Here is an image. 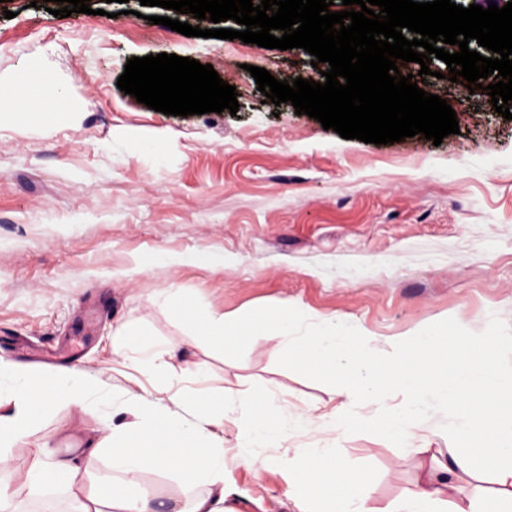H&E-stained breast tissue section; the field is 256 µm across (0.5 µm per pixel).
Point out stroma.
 Returning <instances> with one entry per match:
<instances>
[{"label": "stroma", "instance_id": "stroma-1", "mask_svg": "<svg viewBox=\"0 0 512 512\" xmlns=\"http://www.w3.org/2000/svg\"><path fill=\"white\" fill-rule=\"evenodd\" d=\"M0 0V78L38 76L68 97L53 126L0 115V358L35 367L33 352L76 344L72 368L88 380L84 408L55 405L13 445L0 474L21 512L66 507L73 490L31 492L27 471L43 448L84 445L107 422H126L145 396L176 418L187 400L231 389L287 399L284 447H242L235 412L213 427L224 441V512H300L285 459L328 448L364 473L380 512L425 473L411 448L369 428L339 434L322 424L341 405L320 374L288 361L279 340L222 349L170 311L183 296L246 319L282 304L298 308V333L324 321L376 336L382 349L408 331L464 314L467 336H512V120L485 106V91L446 79L433 60L426 92L446 99L459 133L387 145L346 140L291 103L265 102L249 66L279 80L318 79L301 48L187 37L152 24L176 11L139 0H89L66 18ZM189 57L238 93L239 110L166 115L121 92L128 59ZM220 253V270L198 263ZM156 254L160 263L141 266ZM137 322L164 349L183 343L167 376L136 371L112 353V331ZM308 419L299 428V419ZM455 417L426 402L415 433L447 461ZM279 458L258 471L256 455Z\"/></svg>", "mask_w": 512, "mask_h": 512}]
</instances>
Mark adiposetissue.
Wrapping results in <instances>:
<instances>
[{"instance_id": "adipose-tissue-1", "label": "adipose tissue", "mask_w": 512, "mask_h": 512, "mask_svg": "<svg viewBox=\"0 0 512 512\" xmlns=\"http://www.w3.org/2000/svg\"><path fill=\"white\" fill-rule=\"evenodd\" d=\"M176 317L189 321L212 341L234 339L239 326L235 316L202 311L188 300L173 308ZM297 311L290 305L265 312L254 338L282 339L288 359L299 370L317 371L333 382L342 397L339 410L327 425L336 431L373 426L387 437L410 442L423 395H431L453 409L457 416L455 446L447 465L428 470L416 489L402 500L386 504L382 512H512V371L494 362V352L512 348V338L492 336L467 341L458 329L463 315L445 323L401 337L391 351L380 349L375 337L324 322L307 336L289 337ZM115 355L138 350L140 371L158 374L167 363L163 353L144 343L131 323L119 325L112 336ZM13 382L14 405L0 414V471L8 470V448L21 441L42 414L44 387L51 399L83 407L88 383L79 370L69 368L44 377L29 367L0 360V378ZM402 397L390 405L391 393ZM239 410V438L243 446L279 447L287 439L280 415L287 400L257 402L226 389L199 403L200 423L178 422L147 398L130 406L132 422L109 424L107 435L89 436L81 454L53 455L34 463L27 472L32 488H70L78 472L93 475L90 494L73 496L69 512H224V442L209 428L224 422L226 405ZM109 456L112 472L100 475L96 464ZM295 461H310L308 472L294 486L303 512H372L368 505L366 476L325 448H298ZM145 471L172 472L187 485L184 494L167 498L146 491L134 492L136 477ZM492 476L497 489L492 497L462 506L442 502L443 490L455 489L460 477Z\"/></svg>"}]
</instances>
